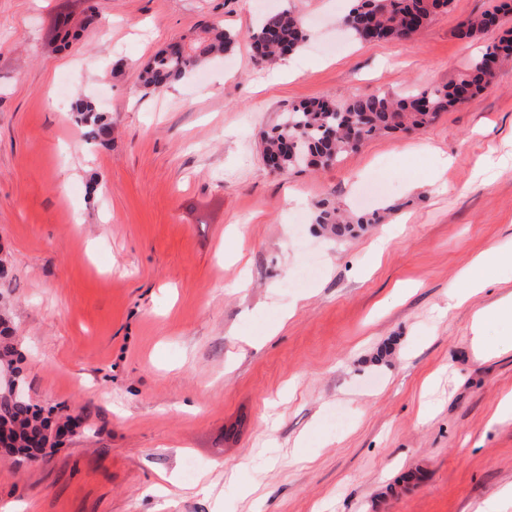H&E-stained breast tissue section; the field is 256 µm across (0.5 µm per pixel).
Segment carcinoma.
<instances>
[{
  "instance_id": "cac0c4a2",
  "label": "carcinoma",
  "mask_w": 512,
  "mask_h": 512,
  "mask_svg": "<svg viewBox=\"0 0 512 512\" xmlns=\"http://www.w3.org/2000/svg\"><path fill=\"white\" fill-rule=\"evenodd\" d=\"M451 0H355L343 18L352 37L360 42L404 41L424 28L432 18L448 11ZM97 6L87 7L85 18L65 31L64 40L77 39L96 17ZM512 13V0L458 24L457 36L469 39L500 25L501 18ZM236 35L222 26H208L186 42L182 52L169 45L157 52L142 68L139 81L143 88L162 93L180 83L190 73L205 68L212 58L232 49ZM306 39L301 20L284 10L263 18L250 35L255 60L271 62L295 52ZM512 56V35L502 37L480 57L471 61L465 73L443 88L389 95L352 96L338 106L332 100H312L292 107L282 120L264 134L263 157L282 171L295 168H319L331 159L340 160L350 152L351 134L366 142L376 135L395 131L423 129L450 109L469 103L486 90L495 79L497 63ZM72 120L85 141L106 147L112 141V123L96 104L82 96L71 104ZM384 215L377 211L344 216L329 203L319 206L314 217L328 234L338 240L354 236L366 224H379ZM23 354L8 308L0 309V369L14 371L20 394L0 390V434H8L11 450L7 455L18 461L34 462L43 449L62 439L69 424H81L79 417L61 419L50 410L33 404L26 395V377L21 368Z\"/></svg>"
}]
</instances>
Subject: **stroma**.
I'll use <instances>...</instances> for the list:
<instances>
[{
  "instance_id": "1",
  "label": "stroma",
  "mask_w": 512,
  "mask_h": 512,
  "mask_svg": "<svg viewBox=\"0 0 512 512\" xmlns=\"http://www.w3.org/2000/svg\"><path fill=\"white\" fill-rule=\"evenodd\" d=\"M452 0L412 40L336 26L352 0H0V259L33 403L83 424L33 463L0 453V512H478L512 485V347L485 357L449 289L512 247V58L421 132L316 171L271 172L264 133L299 103L442 87L496 42ZM290 7L308 33L255 63L248 35ZM221 24L222 62L158 95L139 70ZM93 98L112 145H88ZM450 166H443L444 158ZM99 177L90 187L91 177ZM384 223L339 242L319 204ZM383 252H375L380 238ZM71 111L74 124L81 130L88 144L96 147H107L110 144L112 123L93 101L77 96L71 104Z\"/></svg>"
}]
</instances>
